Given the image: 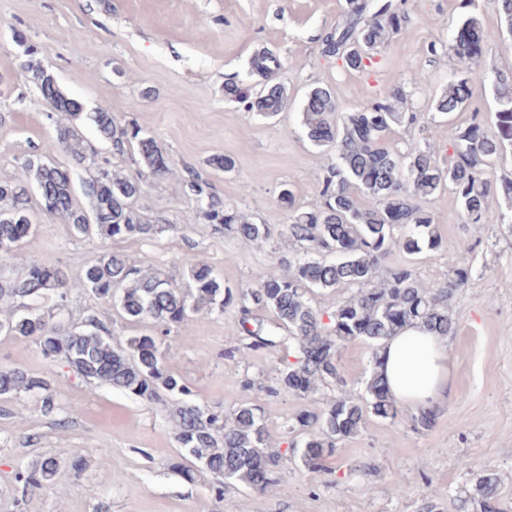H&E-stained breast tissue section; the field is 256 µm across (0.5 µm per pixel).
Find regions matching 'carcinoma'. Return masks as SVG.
Returning a JSON list of instances; mask_svg holds the SVG:
<instances>
[{"instance_id": "obj_1", "label": "carcinoma", "mask_w": 512, "mask_h": 512, "mask_svg": "<svg viewBox=\"0 0 512 512\" xmlns=\"http://www.w3.org/2000/svg\"><path fill=\"white\" fill-rule=\"evenodd\" d=\"M480 0H460L461 16L448 40V54L461 67L448 79L446 89L433 100L436 114L444 117L461 109L472 97L477 74L472 63H487L499 42L512 39V0H490L500 17L496 31H486L477 16ZM408 14L393 0H346L342 21L322 40V54L342 61L351 71H363L389 33L405 31ZM54 117L53 140L68 162L47 157L29 158L18 177L0 182V254L21 249L36 230L34 207L46 216H58L80 238H154L172 228L149 224L134 207L143 180L112 173L107 164L89 159L77 123L93 126L110 143L112 152L140 160L152 176L170 171L166 153L155 138L135 126L118 123L112 113L98 108L85 111L79 100L68 96L52 74L29 59L23 65ZM279 63L268 51H258L249 60L250 75L263 81L254 95L237 84L226 93L247 100V111L271 119L288 102L284 85L276 81ZM496 102L495 130L478 119L466 125L448 126V164L440 165L429 142L412 141L403 150L384 142L385 135L399 127L418 124L421 112H406L407 93L402 83L385 87L374 99L343 112L335 93L326 87L310 89L303 103L302 127L310 144L333 154L326 167L319 194L321 206L311 210L295 207L293 193L282 190L280 202L288 208V237L307 244L306 253L288 261L285 269L260 267L251 285L233 292L203 261L185 259L187 275L180 281L159 272L143 274L117 253H104L89 260L78 254L75 263L82 275L70 282L55 266L32 262L25 273L13 279L0 278V302L28 297L27 311L0 320V335L39 343L43 354L65 363L91 384L110 386L137 399L172 404L175 442L181 460L172 468L188 480L205 472L220 485H241L265 491L278 482L288 453L271 445L262 410L255 404H240L229 417L192 400V389L169 370L166 351L154 336H130L112 343V330L95 313L85 321L90 329L65 325L56 318L74 290L91 293L132 321L151 320L166 327H186L198 314H224L238 307L241 332L256 346L283 350L273 394H291L305 399L322 383L345 385L339 353L352 341L373 346L403 328L422 324L441 336L456 330L449 305L469 281L471 269L464 260L448 259L451 278L435 288H423L411 271L387 265L396 250L410 255L441 247L434 216L424 202L438 192H450L460 216L469 224L491 218L492 200L512 213V174L491 179V173L512 157V72L496 71L491 84ZM90 166L82 181L91 198V211L75 200L73 167ZM190 189L197 207L209 224L250 241L271 236L269 224L246 219L237 208L210 191L208 181L191 173ZM359 286L358 293L320 311L311 303L315 289ZM269 312L273 326L254 321L253 310ZM286 335L279 336L275 330ZM29 393L43 411L58 410L57 396L42 377L22 368L0 371V397ZM373 415L396 421L399 404L389 395L377 370L366 383V397L346 392L326 402L319 411L302 409L292 416L291 429L304 434L301 443H291L302 465L321 471L340 443L355 435ZM62 467L54 454L42 455L32 464L27 484L40 489ZM500 478L495 472L477 475L472 490L454 499L455 512H512V504L499 498Z\"/></svg>"}]
</instances>
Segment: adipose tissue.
Returning a JSON list of instances; mask_svg holds the SVG:
<instances>
[{"label":"adipose tissue","instance_id":"ef3b65f1","mask_svg":"<svg viewBox=\"0 0 512 512\" xmlns=\"http://www.w3.org/2000/svg\"><path fill=\"white\" fill-rule=\"evenodd\" d=\"M378 372L411 415L435 414L448 404L453 361L446 337L420 325L405 327L378 349Z\"/></svg>","mask_w":512,"mask_h":512}]
</instances>
